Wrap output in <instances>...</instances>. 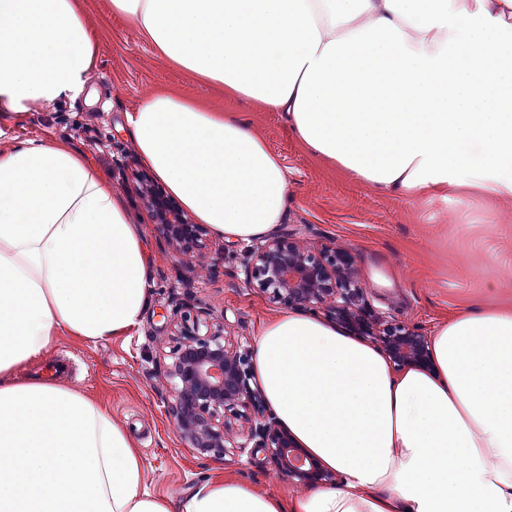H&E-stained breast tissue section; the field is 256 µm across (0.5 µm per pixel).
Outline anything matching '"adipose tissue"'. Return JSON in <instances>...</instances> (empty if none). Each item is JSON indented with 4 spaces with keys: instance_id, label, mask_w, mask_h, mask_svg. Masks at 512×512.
Wrapping results in <instances>:
<instances>
[{
    "instance_id": "ef3b65f1",
    "label": "adipose tissue",
    "mask_w": 512,
    "mask_h": 512,
    "mask_svg": "<svg viewBox=\"0 0 512 512\" xmlns=\"http://www.w3.org/2000/svg\"><path fill=\"white\" fill-rule=\"evenodd\" d=\"M159 60L279 113L313 158L398 198L512 200V0H111ZM99 42L78 0H0V120L80 96ZM138 162L196 221L247 242L288 178L236 112L166 88L125 115ZM145 233L82 153L0 150V512H512V305L480 299L394 368L313 313L260 323L254 368L298 447L340 481L234 478L182 502L100 403L18 369L67 333L127 335L149 302Z\"/></svg>"
}]
</instances>
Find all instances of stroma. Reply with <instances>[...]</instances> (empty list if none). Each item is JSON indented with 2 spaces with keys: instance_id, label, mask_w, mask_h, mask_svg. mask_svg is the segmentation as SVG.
Instances as JSON below:
<instances>
[{
  "instance_id": "35a3bbf8",
  "label": "stroma",
  "mask_w": 512,
  "mask_h": 512,
  "mask_svg": "<svg viewBox=\"0 0 512 512\" xmlns=\"http://www.w3.org/2000/svg\"><path fill=\"white\" fill-rule=\"evenodd\" d=\"M79 3L100 42L88 95L38 106L22 119L8 121L0 149L41 139L88 158L122 197L131 222L145 227L150 303L129 334L95 344L61 335L51 351L20 374L30 378L41 368L56 366V382L103 405L141 450L149 493L180 500L217 477H234L262 492L290 493L291 485L265 460L232 454L219 459L188 448L167 413L171 392L163 367L178 339L164 316L175 299L208 313L214 327L244 347L253 344L258 323L284 306L244 285L231 246L210 245L197 264L176 262L172 246L148 225L136 193L144 168L123 128L125 112L148 91L166 87L205 106L242 113L281 157L294 191L277 232L302 227L309 239L348 246L377 299L393 298L400 316L426 332L449 312L487 295L512 304V200L464 201L451 195L408 201L370 190L309 156L278 113L225 99L220 88L160 63L134 23L112 15L110 0ZM392 271L399 274L401 287H380L378 277Z\"/></svg>"
}]
</instances>
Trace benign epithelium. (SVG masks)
Masks as SVG:
<instances>
[{
	"label": "benign epithelium",
	"instance_id": "7a95c632",
	"mask_svg": "<svg viewBox=\"0 0 512 512\" xmlns=\"http://www.w3.org/2000/svg\"><path fill=\"white\" fill-rule=\"evenodd\" d=\"M151 223L182 248L201 241L204 228L189 221L178 206L140 191ZM241 272L246 287L288 305L309 307L351 334L383 349L397 369L430 365L428 337L400 320L395 309L370 303L348 248L331 242L318 248L293 232L288 239L266 236L241 245ZM168 324L180 327L181 345L173 352L166 375L172 382L168 413L190 448L215 456L229 450L263 455L278 476L296 488L332 485L339 476L326 470L268 412L255 382L252 357L222 334H202L201 315L186 308L170 313Z\"/></svg>",
	"mask_w": 512,
	"mask_h": 512
}]
</instances>
